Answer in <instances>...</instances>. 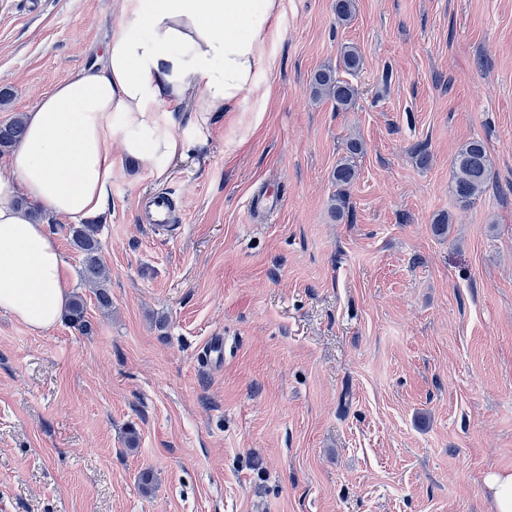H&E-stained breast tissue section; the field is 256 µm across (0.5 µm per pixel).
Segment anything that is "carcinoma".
<instances>
[{"label":"carcinoma","mask_w":512,"mask_h":512,"mask_svg":"<svg viewBox=\"0 0 512 512\" xmlns=\"http://www.w3.org/2000/svg\"><path fill=\"white\" fill-rule=\"evenodd\" d=\"M310 93L319 99H330L336 106L348 109L355 102L356 90L347 81L337 76L336 70L330 66L318 69L310 83ZM25 124L23 116L18 114L9 121L0 124V154L18 144L24 136ZM363 146L357 139L350 140L346 145V155L339 159L333 172L336 185L343 188L350 186L358 178L355 159L361 154ZM490 180V159L484 142L472 139L466 142L457 152L452 163L451 191L456 199L471 205L486 192ZM98 224H78L69 229L70 244L81 255V277L95 288L97 304L102 309L112 307V296L104 287L107 279L106 271L99 257L100 241ZM70 324L81 330L88 329L85 319L83 298L74 296L67 312Z\"/></svg>","instance_id":"cac0c4a2"}]
</instances>
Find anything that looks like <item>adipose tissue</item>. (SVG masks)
I'll return each mask as SVG.
<instances>
[{
  "label": "adipose tissue",
  "instance_id": "1",
  "mask_svg": "<svg viewBox=\"0 0 512 512\" xmlns=\"http://www.w3.org/2000/svg\"><path fill=\"white\" fill-rule=\"evenodd\" d=\"M283 0H121L100 61L72 74L25 115V135L0 160V310L35 331L69 301L57 240L19 197L73 221L103 211L116 160L158 165L184 144L163 108L192 101L195 121L239 111L273 68Z\"/></svg>",
  "mask_w": 512,
  "mask_h": 512
}]
</instances>
